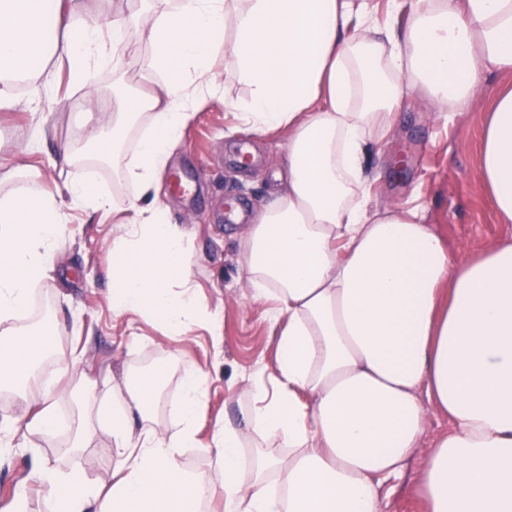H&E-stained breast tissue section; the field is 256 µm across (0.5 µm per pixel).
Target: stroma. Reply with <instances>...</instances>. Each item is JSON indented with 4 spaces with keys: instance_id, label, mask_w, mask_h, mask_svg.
Masks as SVG:
<instances>
[{
    "instance_id": "obj_1",
    "label": "stroma",
    "mask_w": 512,
    "mask_h": 512,
    "mask_svg": "<svg viewBox=\"0 0 512 512\" xmlns=\"http://www.w3.org/2000/svg\"><path fill=\"white\" fill-rule=\"evenodd\" d=\"M150 64L149 48L139 45L120 69L92 70L87 86L78 88L70 85L66 66L55 61L47 73L56 97L37 96L35 83L29 82L18 91L20 106L0 112V174L35 165L48 180H84L114 202L113 211L105 214L68 211L57 274L33 290L44 305L28 309L23 322L52 334L49 355L36 365L40 383L53 390L61 425L51 434H28L26 448L0 461V512H8L22 484L28 488V512H50L31 478L35 466L43 463L61 470L79 466L91 482L111 485L117 465L112 435L107 426L97 424L95 406L80 411L75 405L76 397L88 392L89 380L103 374L119 381L127 375L161 373L151 421L159 433H167L173 428L181 389V372L170 352L179 348L183 357L210 375L200 445L186 449L181 461L187 469L213 477L218 468L205 443L218 422L238 419V402L245 399L258 366L276 361L275 306L253 298L238 262V241L247 225L227 218L226 201L243 199L251 214L266 201L274 174L286 166V135H256L234 117L230 105L246 99L247 89L233 60L221 52L213 66L223 80L225 99L201 105L166 166L167 173L179 174L193 190L181 195L166 185L161 198L170 221L191 232L189 253L199 298L221 319L224 340L214 344L209 330L198 327L175 346L157 322L133 312L118 316L112 310V240L121 225L138 220L130 205L136 189L121 180L112 161L90 157L77 165L65 163L63 147L83 143L91 131L110 130L113 89L137 95L138 74ZM511 81V74L483 68L469 110L453 119L447 105L410 94L393 128L372 145L367 157V168L376 177L372 195L377 204L389 207L419 198L427 222L461 255L475 253L489 241L512 238V223L498 222L475 182L480 115L487 112L495 90ZM36 120L46 130V141L39 147L31 141ZM80 426L94 432L88 447L75 457L58 455L57 447ZM429 451L426 445L418 448L404 472L384 483V512H426L413 486Z\"/></svg>"
}]
</instances>
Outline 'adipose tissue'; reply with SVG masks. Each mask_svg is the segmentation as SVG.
Returning <instances> with one entry per match:
<instances>
[{
  "mask_svg": "<svg viewBox=\"0 0 512 512\" xmlns=\"http://www.w3.org/2000/svg\"><path fill=\"white\" fill-rule=\"evenodd\" d=\"M227 40L248 90L241 121L288 134V174L240 240L255 299L285 318L276 362L253 373L241 420L214 429L216 481L180 462L198 443L206 371L182 361L167 436L139 424L158 379L113 387L99 407L120 459L112 486L77 467L37 466L52 512H201L217 496L224 512H383L381 485L420 447L432 409L452 428L419 470L415 492L428 512H512V239L457 255L424 208L374 206L366 167L406 88L447 102L453 118L482 67L512 73V0H417L402 29L380 22L369 0H151L145 21L108 27L86 20L82 0H0V112L19 102L14 79L52 94L41 77L57 52L79 87L132 43L150 46L153 72L140 76L138 95L113 97L112 134L91 142L139 190L140 222L112 242V310L158 321L175 343L200 325L222 338L196 295L188 233L165 219L158 185L200 104L222 96L212 60ZM133 125L143 131L127 149ZM6 177L18 187L0 195V370L18 383L25 411L0 430L1 458L19 432L57 428L32 366L48 336L20 319L54 267L62 207L111 205L82 180L51 183L35 169ZM476 179L499 223L511 224V86L491 99Z\"/></svg>",
  "mask_w": 512,
  "mask_h": 512,
  "instance_id": "ef3b65f1",
  "label": "adipose tissue"
}]
</instances>
